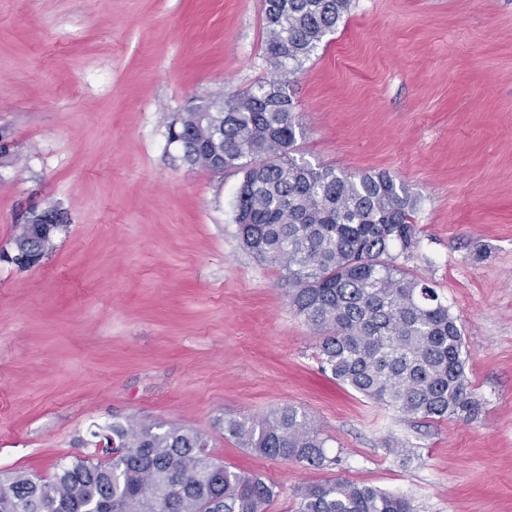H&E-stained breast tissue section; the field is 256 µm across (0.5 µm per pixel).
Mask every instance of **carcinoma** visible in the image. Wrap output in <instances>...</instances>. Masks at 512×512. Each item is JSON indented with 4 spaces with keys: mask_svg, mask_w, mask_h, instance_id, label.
<instances>
[{
    "mask_svg": "<svg viewBox=\"0 0 512 512\" xmlns=\"http://www.w3.org/2000/svg\"><path fill=\"white\" fill-rule=\"evenodd\" d=\"M351 0H265V53L276 78L181 114L169 140H188L186 161L208 168L224 145V170L243 174L236 224L244 249L277 267L297 314L320 335L322 371L355 392L423 419L480 411L465 373L462 329L437 291L397 263L418 246L416 200L382 172L354 176L294 156L301 128L286 77L295 74L349 11ZM43 225L13 239L44 249ZM244 448L332 469L339 457L308 417L285 406L258 423L224 420ZM92 455L49 480L0 483V512H267L276 485L215 460L193 429L123 425L102 431ZM297 512H416L412 501L344 479L298 486Z\"/></svg>",
    "mask_w": 512,
    "mask_h": 512,
    "instance_id": "carcinoma-1",
    "label": "carcinoma"
}]
</instances>
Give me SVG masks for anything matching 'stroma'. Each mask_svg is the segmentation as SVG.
Returning <instances> with one entry per match:
<instances>
[{
	"label": "stroma",
	"instance_id": "1",
	"mask_svg": "<svg viewBox=\"0 0 512 512\" xmlns=\"http://www.w3.org/2000/svg\"><path fill=\"white\" fill-rule=\"evenodd\" d=\"M264 38V0H0V475L52 478L98 425L176 424L274 482L267 512L335 478L420 512H512V0H352L288 87L306 160L417 198L399 263L458 319L473 420L407 417L321 372L281 272L240 245L241 175L170 143L188 102L271 79ZM48 210L40 262L2 260ZM285 406L340 465L224 431Z\"/></svg>",
	"mask_w": 512,
	"mask_h": 512
}]
</instances>
